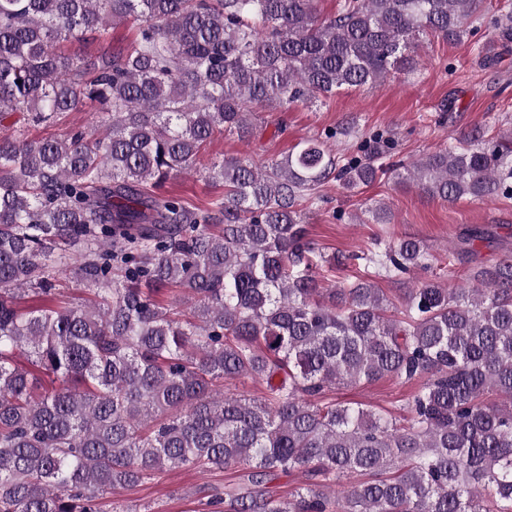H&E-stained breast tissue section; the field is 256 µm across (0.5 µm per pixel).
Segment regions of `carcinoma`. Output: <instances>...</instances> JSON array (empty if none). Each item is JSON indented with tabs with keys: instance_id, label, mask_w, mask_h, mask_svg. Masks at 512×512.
Wrapping results in <instances>:
<instances>
[{
	"instance_id": "carcinoma-1",
	"label": "carcinoma",
	"mask_w": 512,
	"mask_h": 512,
	"mask_svg": "<svg viewBox=\"0 0 512 512\" xmlns=\"http://www.w3.org/2000/svg\"><path fill=\"white\" fill-rule=\"evenodd\" d=\"M482 8L0 0V126L87 106L100 118L63 140L0 137V512H102L103 496L163 473L231 466L247 474L211 489V512H512V251L484 261V232L461 236L466 284L417 280L391 314L373 278L428 266V245L386 243L361 257L365 275L326 288L336 256L315 251L303 209L331 178L359 191L385 174L448 203L510 201L512 136L457 128L455 145L399 168L384 165L381 133L356 155L311 138L263 169L211 163L224 195L202 212L156 193L215 134L253 136L252 106L283 112L412 75L422 41L464 39ZM120 24L137 30L130 47L58 50ZM496 46L512 51V16L481 64ZM67 268L91 300L53 305ZM169 289L189 307L160 304ZM29 295L40 305L22 307ZM239 377L265 397L224 393ZM384 377L424 379L405 424L322 402ZM277 471L308 483L276 497Z\"/></svg>"
}]
</instances>
